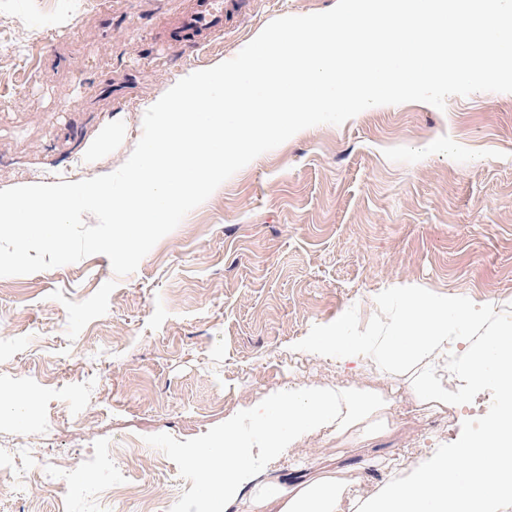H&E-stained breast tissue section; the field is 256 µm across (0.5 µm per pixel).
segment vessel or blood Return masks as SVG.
<instances>
[{"label":"vessel or blood","instance_id":"vessel-or-blood-1","mask_svg":"<svg viewBox=\"0 0 512 512\" xmlns=\"http://www.w3.org/2000/svg\"><path fill=\"white\" fill-rule=\"evenodd\" d=\"M250 0H194L181 14L169 34L179 44L197 47L222 34L230 8L244 10Z\"/></svg>","mask_w":512,"mask_h":512}]
</instances>
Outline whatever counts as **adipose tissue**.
Wrapping results in <instances>:
<instances>
[{"label":"adipose tissue","mask_w":512,"mask_h":512,"mask_svg":"<svg viewBox=\"0 0 512 512\" xmlns=\"http://www.w3.org/2000/svg\"><path fill=\"white\" fill-rule=\"evenodd\" d=\"M388 293L401 308L377 329L349 333L339 323L308 337L305 347L344 366L359 368L369 361L383 375L405 378L416 400L432 409L486 386L498 391L501 408L475 437L433 449L407 479L367 501L365 512H496L501 500L512 497V481L501 478L505 455L512 450V326L472 297L439 298L399 282L390 284ZM484 327L488 335L473 338V331ZM452 371L461 381L456 393L448 390ZM389 404L388 396L374 390L290 385L252 407V432L225 420L223 436L195 452L194 466L208 476L202 495L230 506L245 485L256 481L259 501L270 512H339L344 478L328 474L291 490L269 478L268 462L299 449L312 434L343 432Z\"/></svg>","instance_id":"obj_1"}]
</instances>
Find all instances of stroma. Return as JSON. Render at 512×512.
Listing matches in <instances>:
<instances>
[{
    "instance_id": "35a3bbf8",
    "label": "stroma",
    "mask_w": 512,
    "mask_h": 512,
    "mask_svg": "<svg viewBox=\"0 0 512 512\" xmlns=\"http://www.w3.org/2000/svg\"><path fill=\"white\" fill-rule=\"evenodd\" d=\"M335 3L252 0L188 52L159 36L188 0H0V189L117 170L145 107L177 80L232 59L274 19ZM395 280L478 296L512 322V93L304 129L227 179L132 274L94 254L0 277V397L33 400L26 422L0 411V435L44 441L68 477L0 496V512H224L201 499L188 456L288 384L346 381L302 342L341 318L372 329ZM355 385L396 401L271 468L291 484L351 472L357 508L501 406L487 388L450 417L372 367Z\"/></svg>"
}]
</instances>
